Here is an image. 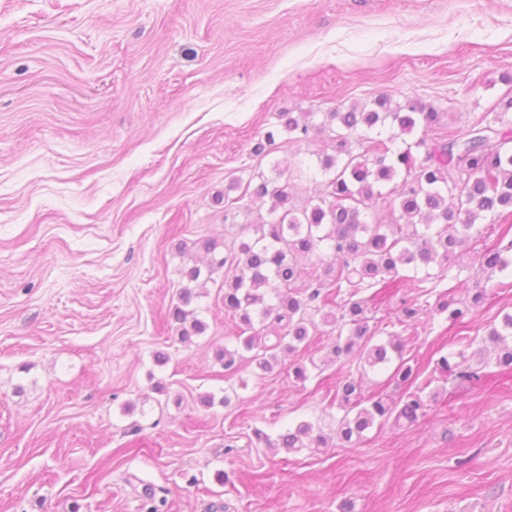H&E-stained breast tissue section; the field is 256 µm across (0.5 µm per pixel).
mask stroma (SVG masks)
Listing matches in <instances>:
<instances>
[{
  "mask_svg": "<svg viewBox=\"0 0 512 512\" xmlns=\"http://www.w3.org/2000/svg\"><path fill=\"white\" fill-rule=\"evenodd\" d=\"M383 94L455 129L492 111L512 0H0V512H512V372L482 351L512 268L461 255L455 298L478 280L485 302L460 327L422 298L406 340L424 373L460 353L481 383L437 378L414 423L291 453L252 432L334 434L330 326L306 382L225 370L224 274L177 250L268 216L224 204L230 182L315 162L318 137L254 154L278 113ZM194 264L207 328L184 344L169 310Z\"/></svg>",
  "mask_w": 512,
  "mask_h": 512,
  "instance_id": "1",
  "label": "stroma"
}]
</instances>
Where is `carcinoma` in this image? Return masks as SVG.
<instances>
[{
  "label": "carcinoma",
  "mask_w": 512,
  "mask_h": 512,
  "mask_svg": "<svg viewBox=\"0 0 512 512\" xmlns=\"http://www.w3.org/2000/svg\"><path fill=\"white\" fill-rule=\"evenodd\" d=\"M310 117L282 112L280 130L291 141L314 131L330 151L317 154L311 170L278 161L275 176L257 174L254 186L232 200L269 198L271 220L243 226L241 239L229 246L208 239L196 247L211 269L224 270V310L237 319L236 344L216 351L224 369L247 361L269 374L280 365V355L308 347L317 331L310 309L322 288L343 300L341 313L322 315L336 332L331 354L341 366L357 358L374 370L397 360L392 378L411 388L399 403L366 399L351 375L341 376L335 400L344 414L335 436L342 447L355 448L377 423L415 422L424 414L422 393L431 384L404 358L401 340L372 343L367 300L386 301L401 287L404 268L426 294L435 292L471 242L481 246L477 256L486 268L504 271L512 264L498 245L487 244L479 228L489 219L498 224L500 238L512 232V98L461 130L443 128L434 107L412 98L395 102L380 96L369 106H338L315 125ZM302 177L319 181V191L298 205L291 182ZM307 257L317 263L301 266ZM200 275L196 265L183 271L187 284L170 309L183 343L206 328L193 306L203 294ZM306 278L316 287L302 297L295 284ZM485 296L486 289L476 288L471 301L462 302L444 292L437 308L448 313L449 323L461 324ZM486 340L498 347L497 365L511 369L512 313L489 328ZM436 369L462 382L480 378L478 369L451 355L440 356ZM253 435L267 448L289 452L329 444V437L305 421L275 441L259 429Z\"/></svg>",
  "instance_id": "1"
}]
</instances>
